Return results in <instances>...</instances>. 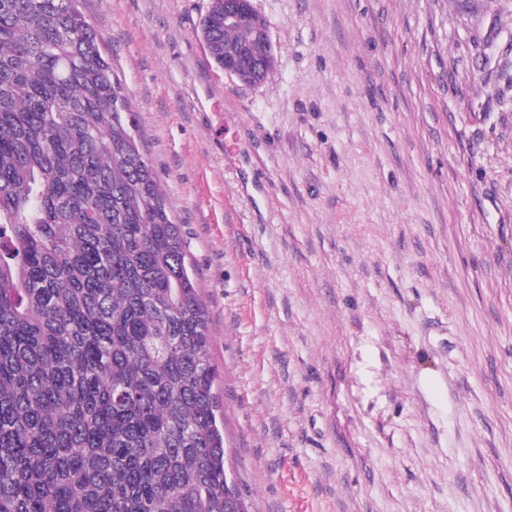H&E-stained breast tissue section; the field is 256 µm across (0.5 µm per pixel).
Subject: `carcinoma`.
<instances>
[{"mask_svg":"<svg viewBox=\"0 0 512 512\" xmlns=\"http://www.w3.org/2000/svg\"><path fill=\"white\" fill-rule=\"evenodd\" d=\"M230 4L236 25L212 0L201 26L220 68L253 24ZM135 126L79 8L0 0V512H248L224 478L206 310Z\"/></svg>","mask_w":512,"mask_h":512,"instance_id":"carcinoma-1","label":"carcinoma"}]
</instances>
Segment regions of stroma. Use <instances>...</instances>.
Wrapping results in <instances>:
<instances>
[{"mask_svg":"<svg viewBox=\"0 0 512 512\" xmlns=\"http://www.w3.org/2000/svg\"><path fill=\"white\" fill-rule=\"evenodd\" d=\"M79 0L206 308L251 512H512V0ZM235 138L238 163L224 157ZM225 1H212L211 10L206 15L201 26V31L209 49L211 59L218 67L224 69L225 73L235 76L239 81L245 84H260L263 82L261 80V74L264 69L250 68L246 72L235 71L224 58V47L235 46L247 41L253 24V39L267 40V46L269 47L264 65L266 67H274L277 60L271 47L272 42L267 30L266 18L256 10L253 0H245L252 3L255 13L253 23L252 12L247 9L244 1L231 0L228 1V3L238 8V22L235 26H232L236 22V17L233 10L227 6Z\"/></svg>","mask_w":512,"mask_h":512,"instance_id":"35a3bbf8","label":"stroma"}]
</instances>
